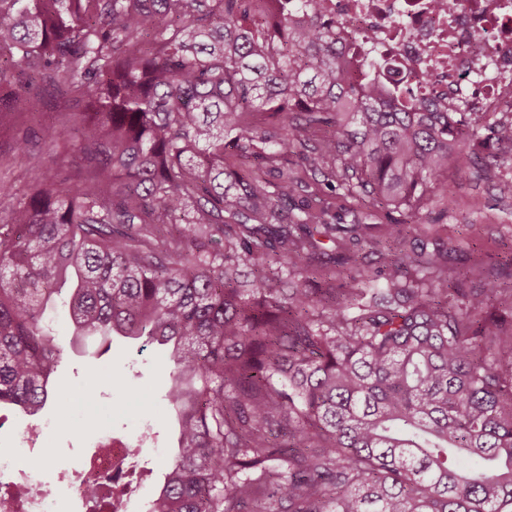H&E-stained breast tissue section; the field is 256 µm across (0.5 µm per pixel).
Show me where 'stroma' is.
<instances>
[{
  "label": "stroma",
  "mask_w": 512,
  "mask_h": 512,
  "mask_svg": "<svg viewBox=\"0 0 512 512\" xmlns=\"http://www.w3.org/2000/svg\"><path fill=\"white\" fill-rule=\"evenodd\" d=\"M502 177L512 178V152L500 154L488 170L479 164L449 168L455 202L433 207L430 240L445 246L449 265L475 280L512 269V197L500 196ZM55 382L69 396L70 420L59 423L52 403L40 412L50 430L44 458L35 468L41 482L55 486L57 512H79L74 493L58 480L60 473L77 470L103 436L133 439L144 431L150 441L140 451V468L126 500L128 512H142L177 439L175 418L166 409L171 377L163 349L116 339L101 356L94 344L85 343L67 350Z\"/></svg>",
  "instance_id": "obj_1"
}]
</instances>
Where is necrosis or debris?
Wrapping results in <instances>:
<instances>
[{"label": "necrosis or debris", "mask_w": 512, "mask_h": 512, "mask_svg": "<svg viewBox=\"0 0 512 512\" xmlns=\"http://www.w3.org/2000/svg\"><path fill=\"white\" fill-rule=\"evenodd\" d=\"M323 0L336 51L392 58L406 90L442 112H512V0ZM130 439L104 438L69 485L87 512H115L136 457ZM33 472L0 463V512H51Z\"/></svg>", "instance_id": "4bbe7bcc"}]
</instances>
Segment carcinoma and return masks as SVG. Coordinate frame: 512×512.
Segmentation results:
<instances>
[{"label":"carcinoma","mask_w":512,"mask_h":512,"mask_svg":"<svg viewBox=\"0 0 512 512\" xmlns=\"http://www.w3.org/2000/svg\"><path fill=\"white\" fill-rule=\"evenodd\" d=\"M319 0H0V404L38 413L74 339L167 347L177 449L147 512H512V301L400 224L512 120L347 63ZM78 109L28 125L39 89ZM66 135L71 166L29 145ZM362 200L335 224L303 174ZM379 230L378 236L370 230ZM377 247L378 266L362 251Z\"/></svg>","instance_id":"obj_1"}]
</instances>
